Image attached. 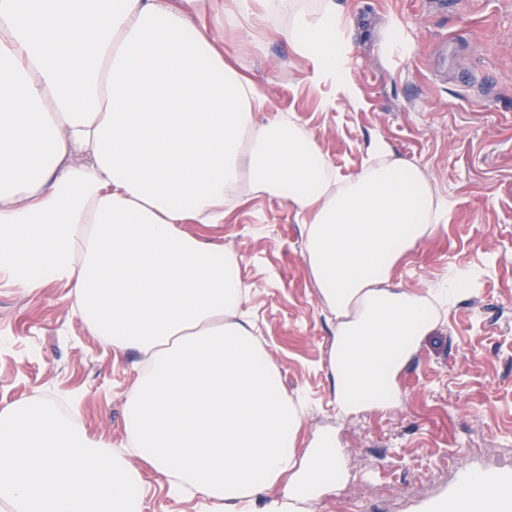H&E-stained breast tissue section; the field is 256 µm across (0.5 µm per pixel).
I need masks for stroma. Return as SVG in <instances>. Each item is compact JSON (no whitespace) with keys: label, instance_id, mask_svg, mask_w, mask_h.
<instances>
[{"label":"stroma","instance_id":"obj_1","mask_svg":"<svg viewBox=\"0 0 512 512\" xmlns=\"http://www.w3.org/2000/svg\"><path fill=\"white\" fill-rule=\"evenodd\" d=\"M351 48L348 82L315 83L288 43V19L225 26V57L254 79L268 110L296 115L339 177L357 175L381 140L426 174L443 217L396 272L406 290L459 272L475 288L432 304L434 328L399 374L395 408L343 414L330 354L336 317L322 301L295 209L259 192L231 201L223 223L185 224L236 259L244 319L301 398L303 433H336L346 477L308 512H430L466 475L512 472V0H336ZM404 51H387L394 27ZM140 356L118 353L86 326L70 288L24 293L0 282V409L50 399L77 429L123 449L127 400ZM144 512H205L200 497L168 495L143 471Z\"/></svg>","mask_w":512,"mask_h":512}]
</instances>
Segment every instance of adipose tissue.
<instances>
[{
    "label": "adipose tissue",
    "instance_id": "obj_1",
    "mask_svg": "<svg viewBox=\"0 0 512 512\" xmlns=\"http://www.w3.org/2000/svg\"><path fill=\"white\" fill-rule=\"evenodd\" d=\"M285 36L313 80L347 81L335 0H299ZM206 0H0V279L70 286L79 317L118 352L149 358L128 399L130 452L88 439L51 402L0 409V512H143L142 466L212 512H295L344 476L332 431L303 440L276 366L237 321L238 264L182 231L220 224L241 178L302 215L306 252L336 316L341 412L396 406V380L433 326L396 269L440 212L423 171L378 165L331 182L295 115L257 126L255 83L224 59ZM282 497L267 499L277 484ZM512 490L475 473L456 512H497Z\"/></svg>",
    "mask_w": 512,
    "mask_h": 512
}]
</instances>
